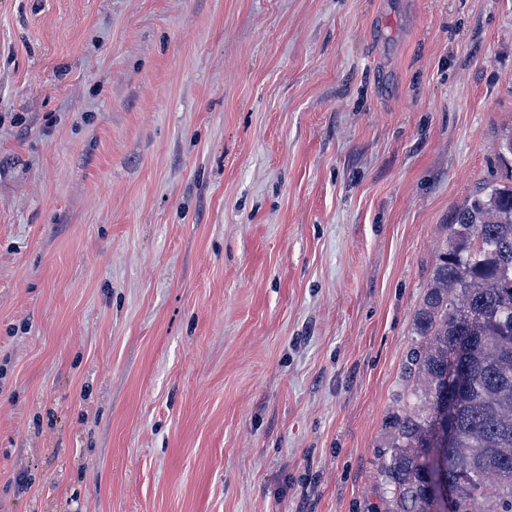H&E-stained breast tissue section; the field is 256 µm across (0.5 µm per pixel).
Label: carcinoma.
I'll use <instances>...</instances> for the list:
<instances>
[{
	"label": "carcinoma",
	"mask_w": 512,
	"mask_h": 512,
	"mask_svg": "<svg viewBox=\"0 0 512 512\" xmlns=\"http://www.w3.org/2000/svg\"><path fill=\"white\" fill-rule=\"evenodd\" d=\"M448 229L414 312L372 512H445L443 480L453 512H512V184H483Z\"/></svg>",
	"instance_id": "carcinoma-1"
}]
</instances>
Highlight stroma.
I'll return each mask as SVG.
<instances>
[{
    "instance_id": "stroma-1",
    "label": "stroma",
    "mask_w": 512,
    "mask_h": 512,
    "mask_svg": "<svg viewBox=\"0 0 512 512\" xmlns=\"http://www.w3.org/2000/svg\"><path fill=\"white\" fill-rule=\"evenodd\" d=\"M512 0H0V512H367Z\"/></svg>"
}]
</instances>
